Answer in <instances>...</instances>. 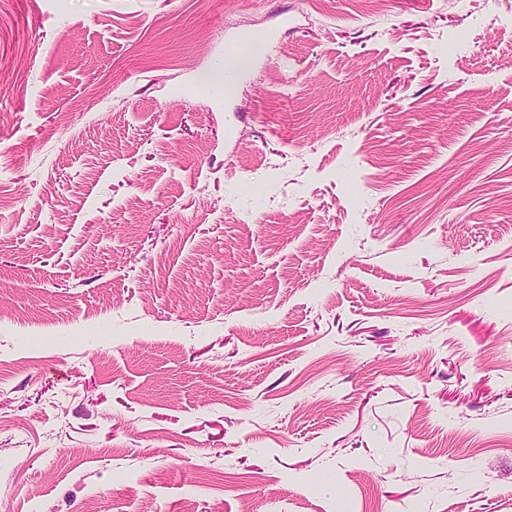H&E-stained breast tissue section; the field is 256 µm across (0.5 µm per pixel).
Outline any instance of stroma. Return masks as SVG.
<instances>
[{
	"label": "stroma",
	"mask_w": 512,
	"mask_h": 512,
	"mask_svg": "<svg viewBox=\"0 0 512 512\" xmlns=\"http://www.w3.org/2000/svg\"><path fill=\"white\" fill-rule=\"evenodd\" d=\"M244 506L512 512V0H0V512ZM271 34L267 32L244 33L234 39L224 42V53L231 49L241 48L256 61H265L268 57V47Z\"/></svg>",
	"instance_id": "1"
}]
</instances>
